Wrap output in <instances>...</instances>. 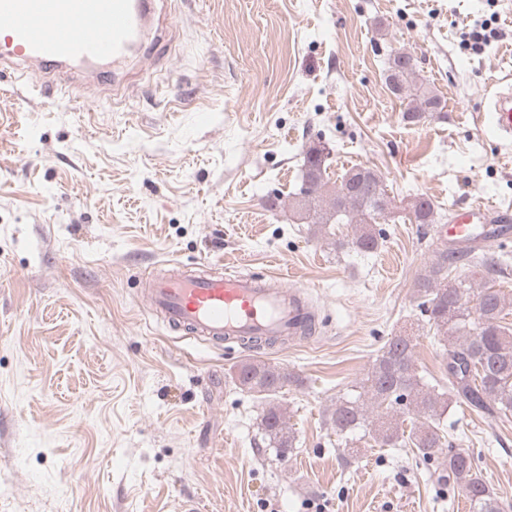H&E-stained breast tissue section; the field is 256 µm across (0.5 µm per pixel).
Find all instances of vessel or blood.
<instances>
[{
    "mask_svg": "<svg viewBox=\"0 0 512 512\" xmlns=\"http://www.w3.org/2000/svg\"><path fill=\"white\" fill-rule=\"evenodd\" d=\"M155 0H0V69L29 78L34 88L90 76L119 87L117 68L137 54L152 27ZM497 132L512 138V90L497 91L490 105ZM487 225L491 239L512 238V210L472 204L455 210L441 236L471 240ZM149 309L170 330L221 344L249 345L299 337L312 317L306 300L282 287L276 274L227 276L218 270H169L149 279Z\"/></svg>",
    "mask_w": 512,
    "mask_h": 512,
    "instance_id": "vessel-or-blood-1",
    "label": "vessel or blood"
}]
</instances>
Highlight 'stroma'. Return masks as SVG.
Returning a JSON list of instances; mask_svg holds the SVG:
<instances>
[{
  "instance_id": "obj_1",
  "label": "stroma",
  "mask_w": 512,
  "mask_h": 512,
  "mask_svg": "<svg viewBox=\"0 0 512 512\" xmlns=\"http://www.w3.org/2000/svg\"><path fill=\"white\" fill-rule=\"evenodd\" d=\"M174 31L102 83L45 94L0 71V512H472L441 462L374 434L348 453L330 424L388 337L411 335L429 382L447 345L414 294L433 225H374L335 252L269 208L330 149V182L367 166L395 202L512 206V139L487 107L512 73V0H156ZM491 43L466 39L480 25ZM411 54L446 102L412 124L388 90ZM280 274L316 314L300 345L247 349L170 331L140 300L159 265ZM261 359L294 446L267 448L265 404L235 382ZM441 426L512 512V415L451 405Z\"/></svg>"
}]
</instances>
